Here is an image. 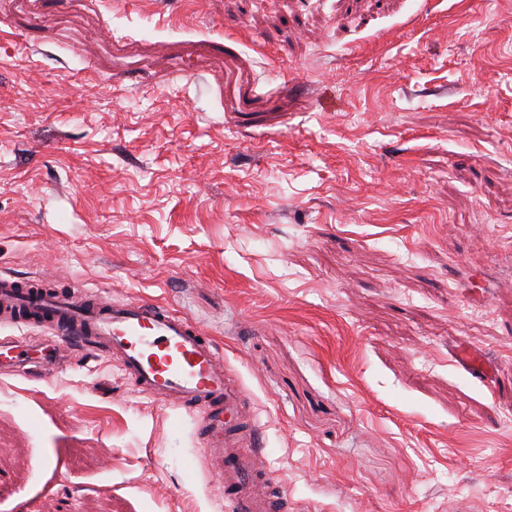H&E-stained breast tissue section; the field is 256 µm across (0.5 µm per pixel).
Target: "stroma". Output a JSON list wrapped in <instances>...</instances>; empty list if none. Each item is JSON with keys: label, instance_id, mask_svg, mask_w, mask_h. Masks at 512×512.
I'll return each mask as SVG.
<instances>
[{"label": "stroma", "instance_id": "35a3bbf8", "mask_svg": "<svg viewBox=\"0 0 512 512\" xmlns=\"http://www.w3.org/2000/svg\"><path fill=\"white\" fill-rule=\"evenodd\" d=\"M1 272L200 325L289 512H512V0H0ZM197 422L0 375V512H225ZM454 359L468 374L493 380L499 371L497 364L491 362L483 354L468 349L455 350Z\"/></svg>", "mask_w": 512, "mask_h": 512}]
</instances>
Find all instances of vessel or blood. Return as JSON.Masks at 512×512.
<instances>
[{
	"instance_id": "1",
	"label": "vessel or blood",
	"mask_w": 512,
	"mask_h": 512,
	"mask_svg": "<svg viewBox=\"0 0 512 512\" xmlns=\"http://www.w3.org/2000/svg\"><path fill=\"white\" fill-rule=\"evenodd\" d=\"M0 325L42 329V336L0 338V360L24 368L29 347L46 346L52 366L76 351L114 360L141 394L195 412L211 471L220 480L226 512H288L278 488L258 493L270 476L261 465L259 427L251 402L224 366V354L205 332L164 304L116 301L93 290L63 292L39 279L0 275ZM454 359L468 374L495 378L498 367L477 351Z\"/></svg>"
}]
</instances>
